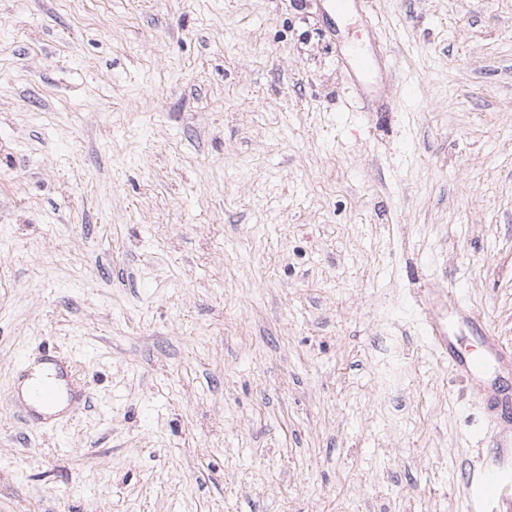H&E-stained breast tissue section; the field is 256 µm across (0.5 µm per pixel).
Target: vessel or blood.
<instances>
[{"mask_svg": "<svg viewBox=\"0 0 512 512\" xmlns=\"http://www.w3.org/2000/svg\"><path fill=\"white\" fill-rule=\"evenodd\" d=\"M337 62L361 95L373 93L392 78L389 59L381 50L367 52L355 43H345L338 51ZM442 302L447 314L426 312L424 331L447 356L449 367L470 381L473 394L484 403L490 418L489 455L466 475L467 512H483L485 506L512 493V383L500 378L501 371L512 367V351L485 331L457 288H449ZM456 325L481 336V347L461 352L453 341L452 328ZM18 371L11 397L23 407L27 424L58 425L84 398L71 366L53 352L45 350L34 358L22 356Z\"/></svg>", "mask_w": 512, "mask_h": 512, "instance_id": "1", "label": "vessel or blood"}]
</instances>
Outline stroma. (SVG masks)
Wrapping results in <instances>:
<instances>
[{"label":"stroma","instance_id":"stroma-1","mask_svg":"<svg viewBox=\"0 0 512 512\" xmlns=\"http://www.w3.org/2000/svg\"><path fill=\"white\" fill-rule=\"evenodd\" d=\"M0 0V512H465L481 407L425 335L512 348V0ZM90 400L25 424L19 358ZM326 10L325 16L329 23L331 35L336 39V34L340 33L339 28L336 25V19L348 15L350 12L355 10L354 1L358 0H325ZM355 41H342L337 62L344 71L348 82L362 96L385 85L392 78L389 59L384 51L376 48L366 52L356 47Z\"/></svg>","mask_w":512,"mask_h":512}]
</instances>
